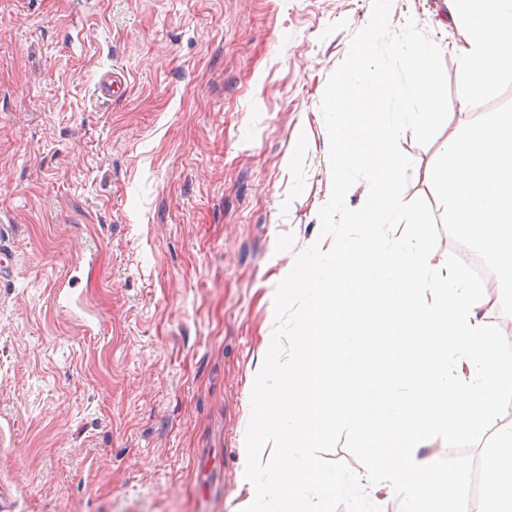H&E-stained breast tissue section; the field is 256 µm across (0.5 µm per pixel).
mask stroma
<instances>
[{"mask_svg":"<svg viewBox=\"0 0 512 512\" xmlns=\"http://www.w3.org/2000/svg\"><path fill=\"white\" fill-rule=\"evenodd\" d=\"M372 0H0V483L15 512H241L269 297L331 194L320 102ZM450 0H393L445 51ZM124 91L105 97L104 75ZM93 252L92 265L77 266ZM77 274H70V267Z\"/></svg>","mask_w":512,"mask_h":512,"instance_id":"obj_1","label":"stroma"}]
</instances>
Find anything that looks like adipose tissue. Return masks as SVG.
Wrapping results in <instances>:
<instances>
[{"mask_svg":"<svg viewBox=\"0 0 512 512\" xmlns=\"http://www.w3.org/2000/svg\"><path fill=\"white\" fill-rule=\"evenodd\" d=\"M466 38L453 46L462 96L491 87L512 64V0H456Z\"/></svg>","mask_w":512,"mask_h":512,"instance_id":"obj_1","label":"adipose tissue"}]
</instances>
